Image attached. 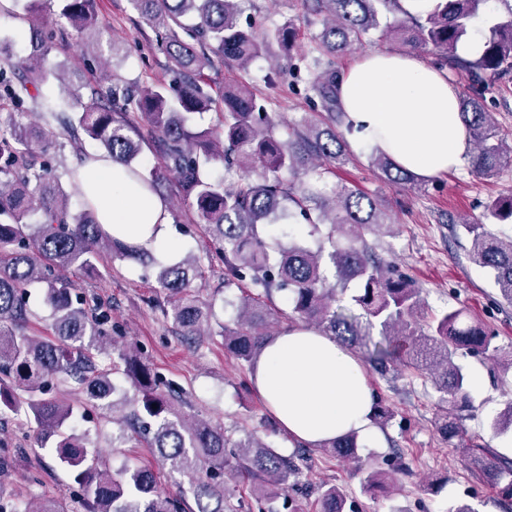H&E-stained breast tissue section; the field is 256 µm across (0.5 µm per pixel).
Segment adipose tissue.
Segmentation results:
<instances>
[{"instance_id": "ef3b65f1", "label": "adipose tissue", "mask_w": 512, "mask_h": 512, "mask_svg": "<svg viewBox=\"0 0 512 512\" xmlns=\"http://www.w3.org/2000/svg\"><path fill=\"white\" fill-rule=\"evenodd\" d=\"M338 100L355 145L386 154L417 178L471 162L456 83L415 54L367 52L343 72ZM78 186L113 239L162 261L176 258L180 244L165 202L131 180L126 166L98 156L82 168ZM250 380L293 440L315 447L350 433L365 443L379 437L359 359L317 329L293 325L270 337Z\"/></svg>"}]
</instances>
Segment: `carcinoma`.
<instances>
[{
  "label": "carcinoma",
  "mask_w": 512,
  "mask_h": 512,
  "mask_svg": "<svg viewBox=\"0 0 512 512\" xmlns=\"http://www.w3.org/2000/svg\"><path fill=\"white\" fill-rule=\"evenodd\" d=\"M54 29L30 35L32 51L15 55L12 39H0V417L24 414L35 425L42 445L50 446L59 466L80 488L79 509L50 501L36 511L21 510L1 497L0 512H226L224 474L236 472L254 481L265 502L292 501L300 486L299 461L310 448L284 455L263 442L255 432L237 440L224 427L188 416L175 399L161 390L163 381L142 363L135 350L121 348L107 327L108 318L86 308L87 301L66 272L91 275L107 253L156 269L155 282L165 293L170 319L180 335L194 343L210 336L214 304L195 295L193 281L202 274L201 260L186 254L160 262L138 247L112 239L98 224L95 211L83 205L69 208L70 193L43 160L56 129L76 145L86 135L101 143L104 154L131 168V174L155 190L167 175L174 180L175 196L189 206L193 223L203 225L211 247L210 264L224 268V287L244 289L236 305L234 325L219 335L224 350L252 363L270 336L273 291L292 294L293 312L307 323L336 338L348 349L373 343L370 363L381 374L397 363L402 370L427 374L440 393L437 421L447 439L457 436V411L468 401L469 381L455 364V354L493 356V336L463 309L425 317L420 289L397 273L394 266L368 246L362 231L392 223L379 200L345 186L326 194L323 178L347 161L346 140L337 87L342 72L336 57L363 45L374 35L383 40L402 37L413 51L431 54L436 65L466 78L473 93L461 97L462 116L473 138L475 172L494 175L512 164L508 134L484 104L489 78L512 76V7L505 18L487 19V34L477 54L458 53L472 21L488 0H432L421 13L401 9L399 0H305L309 14L319 18L322 30L314 36L313 70L308 90L317 98L325 117L312 123H276L267 102L246 85L222 91L212 88L203 71L212 58L231 61L247 70L267 57L269 44L255 24L242 23L246 0H129L133 9L156 31V46L167 59L171 79L136 84L115 72L81 79L88 97L78 93L75 72L68 86L62 66L48 56L55 41L83 39L104 27L95 0H58ZM402 18L382 23V14ZM298 36L290 22L276 31L277 42L293 49ZM36 103L38 120L28 121L26 100ZM219 110V123L205 129L194 115ZM147 123L143 131L138 121ZM149 144L161 166L146 175L137 170L142 145ZM380 178L394 186L416 188L414 175L395 166L383 153L370 156ZM206 164L238 168L244 176L230 187L202 175ZM296 219L314 228H327L317 248L298 241L271 242L259 227ZM492 224L512 222V196L495 198L486 206ZM472 234L469 258L489 269L499 294L512 305V238L503 240L483 222H464ZM359 284L352 296L360 313L334 307L336 292ZM46 285L52 307L49 338L35 339L26 332L30 321L28 287ZM381 340L372 342V330ZM109 344L120 364L100 368L94 352ZM122 371L135 390L118 406L112 374ZM81 396L75 402L48 398V391ZM112 411V447L133 432L153 449L159 468L178 474L176 494L159 488L158 473L136 459L126 460L120 472L101 467L90 456L74 424L89 409ZM358 442L349 435L326 442L320 450L353 458ZM512 503V459L487 452L473 456ZM401 463L391 470L364 472L362 490L372 494L386 486L399 489ZM194 505H189L184 489ZM319 512H345L344 494L334 485L321 491Z\"/></svg>",
  "instance_id": "1"
}]
</instances>
